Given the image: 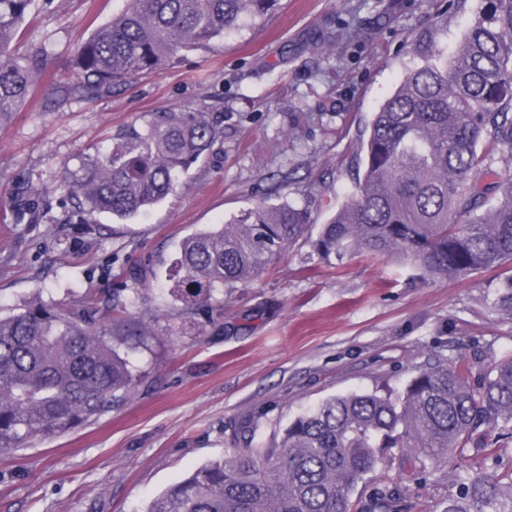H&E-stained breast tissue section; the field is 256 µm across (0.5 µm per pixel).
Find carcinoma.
<instances>
[{"mask_svg":"<svg viewBox=\"0 0 512 512\" xmlns=\"http://www.w3.org/2000/svg\"><path fill=\"white\" fill-rule=\"evenodd\" d=\"M33 0H0V126L35 99L43 81L61 103L102 97L136 76L206 51L228 30L257 20L279 0H124L123 10L55 67L43 43L17 51ZM430 32L416 39L427 58L373 114L363 168L349 200L322 225L321 259L351 252L395 257L428 275L463 277L512 261V181L496 154H512V0H486L449 62L430 59ZM224 115L158 112L121 130L112 144L61 164L60 188L79 223L139 216L170 195L180 176L224 133ZM496 203H491L493 196ZM15 201V224L35 210ZM308 208L259 204L183 239L172 263L173 291L207 304L253 280L303 234ZM90 292L67 309L42 300L0 315V458L64 435L119 406L140 376L131 360L159 335L138 311L140 289ZM512 436V355L483 380L460 356L424 364L404 389L333 397L295 419L273 448H239L209 461L154 499L146 512H399L410 488L371 481L386 459L420 480L467 456L495 454L487 430ZM365 500H352L359 483ZM441 512H512V474L470 475Z\"/></svg>","mask_w":512,"mask_h":512,"instance_id":"carcinoma-1","label":"carcinoma"}]
</instances>
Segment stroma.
Segmentation results:
<instances>
[{
	"label": "stroma",
	"mask_w": 512,
	"mask_h": 512,
	"mask_svg": "<svg viewBox=\"0 0 512 512\" xmlns=\"http://www.w3.org/2000/svg\"><path fill=\"white\" fill-rule=\"evenodd\" d=\"M123 0H34L20 48L47 41L57 63L108 22ZM485 0L435 14L428 0H281L262 20L210 51L139 76L108 96L58 105L38 91L0 127V313L34 298L68 303L104 293L120 271L151 263L142 307L162 311V336L136 362L143 380L95 423L0 459V512H145L150 502L232 447L234 429L270 448L322 401L400 390L427 361L460 356L474 373L512 353V313L496 299L512 263L461 278L422 277L394 258L350 254L330 264L314 244L348 199L353 161L374 112L423 63L416 37L432 31L452 58ZM205 108L224 115V138L147 214L66 223L63 160L111 143L150 113ZM39 198V224L19 235L9 206ZM308 207L313 222L252 283L224 292L221 317L177 299L167 268L181 241L259 202ZM485 468L470 451L411 485L406 512H435L455 497L456 471Z\"/></svg>",
	"instance_id": "obj_1"
}]
</instances>
